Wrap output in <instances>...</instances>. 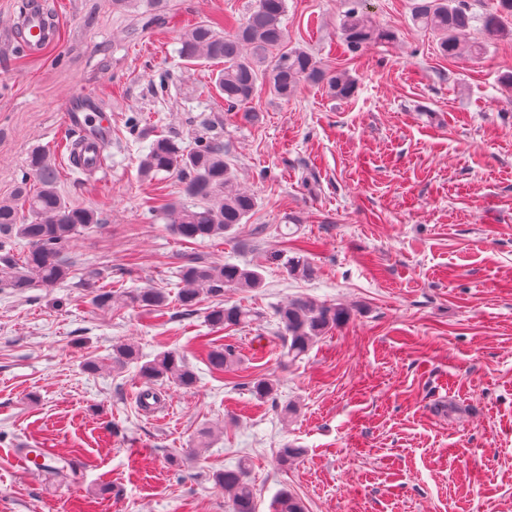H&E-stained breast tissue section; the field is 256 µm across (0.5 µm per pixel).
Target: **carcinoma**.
<instances>
[{
    "label": "carcinoma",
    "instance_id": "carcinoma-1",
    "mask_svg": "<svg viewBox=\"0 0 512 512\" xmlns=\"http://www.w3.org/2000/svg\"><path fill=\"white\" fill-rule=\"evenodd\" d=\"M367 0H350L340 22L341 34L350 51L365 45L389 41L394 33L373 25L366 10ZM286 0H256L249 17L231 32H218L210 24L192 26L180 35L179 57L187 61L217 62L221 68L213 79L215 90L224 96L228 112H250L248 104L258 83L268 84L281 100H288L303 84L324 86L333 97L348 98L355 92V80L345 71L330 72L308 52L283 50L287 31L283 18ZM512 18V0H499L498 11L481 18L486 38L505 31L504 18ZM411 19L417 27L438 38L445 56H457L462 47L460 36L472 27L475 17L466 0H412ZM177 173L186 202L162 205L172 233L182 239L222 238L248 220L257 207L255 194L243 189L229 162L224 160V143L214 137H201L186 149L166 136L152 141L139 163V173L153 179L161 173ZM57 169L52 156L32 153L25 177L13 196L0 199V288L22 295L35 286L52 288L74 274L70 252L83 233L101 226L100 213L94 209L71 206L57 192ZM29 214L22 218V212ZM24 252L15 253L17 244ZM290 277L309 278L314 269L307 257L296 255L282 262ZM181 287L177 303L183 315L195 314L198 305L211 299L206 322L215 331L247 326L251 310L224 302L230 288L255 290L263 287L260 268L250 265L210 262L198 256L185 258L180 269ZM96 304L104 309L130 306L158 311L166 306L167 296L158 288H136L118 294L99 290ZM283 355L296 361L306 355L314 343L328 331L347 323L351 310L341 304L315 303L295 298L274 308ZM234 350L215 345L206 354L208 366L217 372L230 367ZM139 365V374L147 385L142 404L158 400L155 386L173 383L184 389L195 387L193 368L177 352L161 351L143 360L133 344L118 342L112 346V368ZM252 395L260 401L276 402L278 388L274 380L256 377L249 383ZM214 483L224 489L230 512H258V501L250 479L247 461L232 469L212 473ZM274 512H303L300 500L288 489H281L274 500Z\"/></svg>",
    "mask_w": 512,
    "mask_h": 512
}]
</instances>
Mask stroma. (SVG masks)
I'll return each mask as SVG.
<instances>
[{"instance_id": "stroma-1", "label": "stroma", "mask_w": 512, "mask_h": 512, "mask_svg": "<svg viewBox=\"0 0 512 512\" xmlns=\"http://www.w3.org/2000/svg\"><path fill=\"white\" fill-rule=\"evenodd\" d=\"M26 2L0 0V198L33 150L49 151L58 192L103 218L76 239L78 267L169 300L106 311L74 279L0 290V512H229L208 475L243 459L259 512L283 488L305 512H512V33L488 41L472 27L461 41H487L485 53L445 57L414 26L410 0H371L395 37L353 54L338 35L344 0H287L289 46L349 72L355 92L305 85L285 102L262 86L256 117H230L213 63L182 60L179 36L216 20L232 29L255 0H161L149 26L145 0H41L56 35L37 57L15 35ZM75 94L112 119L109 158L90 173L59 147ZM203 133L223 141L258 207L232 238L184 241L154 211L181 198L179 176L145 180L139 159L157 136L189 146ZM295 252L310 278L284 273L279 256ZM188 256L259 266L263 288L224 294L259 319L216 332L204 312L181 315ZM296 297L352 316L291 362L273 308ZM209 339L234 348L232 369L209 370ZM117 341L147 360L179 352L195 388L166 385L142 406L136 366L112 369ZM88 357L97 373L83 370ZM258 376L275 380L277 403L251 395ZM203 427L214 437L199 448ZM287 444L304 454L281 469ZM18 447L82 466L26 475Z\"/></svg>"}]
</instances>
